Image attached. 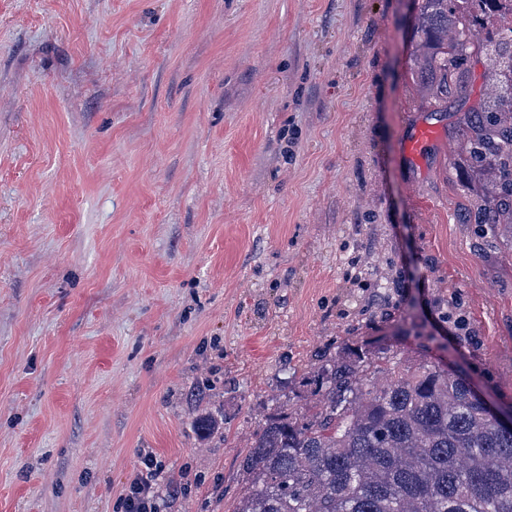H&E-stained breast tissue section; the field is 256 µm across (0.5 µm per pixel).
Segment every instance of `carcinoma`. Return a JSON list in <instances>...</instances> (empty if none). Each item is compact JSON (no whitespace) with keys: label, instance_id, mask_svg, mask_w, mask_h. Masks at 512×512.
<instances>
[{"label":"carcinoma","instance_id":"cac0c4a2","mask_svg":"<svg viewBox=\"0 0 512 512\" xmlns=\"http://www.w3.org/2000/svg\"><path fill=\"white\" fill-rule=\"evenodd\" d=\"M512 0H418L410 74L443 106L464 93L468 59L486 55L496 94L464 118L471 167L493 196L471 221L512 231ZM299 408L279 404L240 461L229 512H512V430L468 380L430 361L407 369L351 349L314 353ZM212 413L199 435L217 433Z\"/></svg>","mask_w":512,"mask_h":512}]
</instances>
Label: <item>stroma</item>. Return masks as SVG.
I'll use <instances>...</instances> for the list:
<instances>
[{
  "label": "stroma",
  "instance_id": "stroma-1",
  "mask_svg": "<svg viewBox=\"0 0 512 512\" xmlns=\"http://www.w3.org/2000/svg\"><path fill=\"white\" fill-rule=\"evenodd\" d=\"M410 0H0V512H224L320 347L512 404V236L462 116L413 83ZM436 134L421 161L417 125ZM394 283L400 306L383 305ZM424 326L420 349L397 327ZM223 413L200 442L198 412ZM140 463V467L126 489L123 498L124 511L158 512L160 507L158 481L162 468L152 453H145Z\"/></svg>",
  "mask_w": 512,
  "mask_h": 512
}]
</instances>
